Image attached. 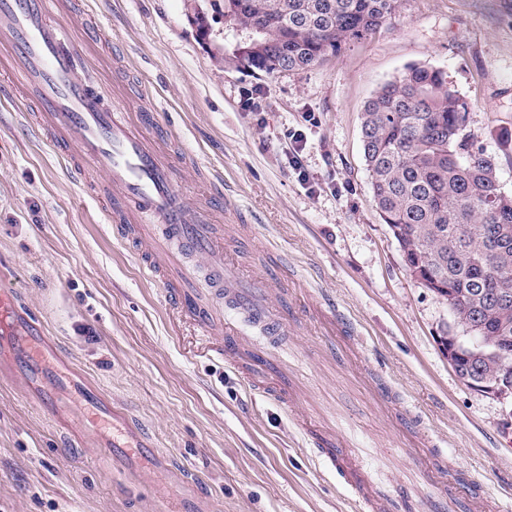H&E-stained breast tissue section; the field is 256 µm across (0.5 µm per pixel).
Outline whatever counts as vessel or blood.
<instances>
[{
  "label": "vessel or blood",
  "mask_w": 512,
  "mask_h": 512,
  "mask_svg": "<svg viewBox=\"0 0 512 512\" xmlns=\"http://www.w3.org/2000/svg\"><path fill=\"white\" fill-rule=\"evenodd\" d=\"M98 24L76 0H0V103H22L45 139L66 160L69 177L89 194L106 199L111 233L132 248L143 275L160 284L173 302L190 290L186 270L176 269L172 245L192 252L218 273L220 287L237 305L266 319L272 329L288 321L275 309L272 290L245 282L225 264L208 220L192 205L179 163L164 148L170 133L155 113L102 107L113 93L112 70L97 53ZM202 335H223L222 355L245 352L232 328L199 313ZM22 356L25 383L36 387L57 360L53 342L35 319L21 315L10 292L0 290V365ZM334 470L351 478L363 512H388L386 500L343 455L336 437H327ZM486 495L471 487L465 503L429 500L425 512H485Z\"/></svg>",
  "instance_id": "b4317fda"
}]
</instances>
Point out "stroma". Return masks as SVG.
<instances>
[{"instance_id":"obj_1","label":"stroma","mask_w":512,"mask_h":512,"mask_svg":"<svg viewBox=\"0 0 512 512\" xmlns=\"http://www.w3.org/2000/svg\"><path fill=\"white\" fill-rule=\"evenodd\" d=\"M212 3L95 6L98 53L121 90L113 108L156 110L172 155L223 177L229 205L213 216L225 256L273 285L294 318L270 335L182 254L198 295L294 369L303 409L341 433L378 487L416 500L478 484L489 512H512V401L466 387L449 365L437 342L448 304L408 276L361 141L378 87L411 64L440 68L512 193V0H401L392 20L336 57L274 76L216 59L224 19ZM291 130L306 137L299 172L288 164ZM103 209L68 179L21 104H0V289L158 456L142 472L99 455L95 428L53 418L22 366L0 369V512H361L288 413L178 319ZM374 387L409 427L382 416Z\"/></svg>"}]
</instances>
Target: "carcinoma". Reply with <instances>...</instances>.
<instances>
[{
  "mask_svg": "<svg viewBox=\"0 0 512 512\" xmlns=\"http://www.w3.org/2000/svg\"><path fill=\"white\" fill-rule=\"evenodd\" d=\"M400 0H224L227 25L259 26L262 46L225 66L266 75L302 71L335 56L396 13ZM370 190L405 268L443 297L457 318L477 314L481 331L512 351V195L497 162L474 146L467 104L435 67L412 64L384 83L362 117ZM499 248L483 251L493 229ZM511 296L493 306L494 295Z\"/></svg>",
  "mask_w": 512,
  "mask_h": 512,
  "instance_id": "1",
  "label": "carcinoma"
}]
</instances>
